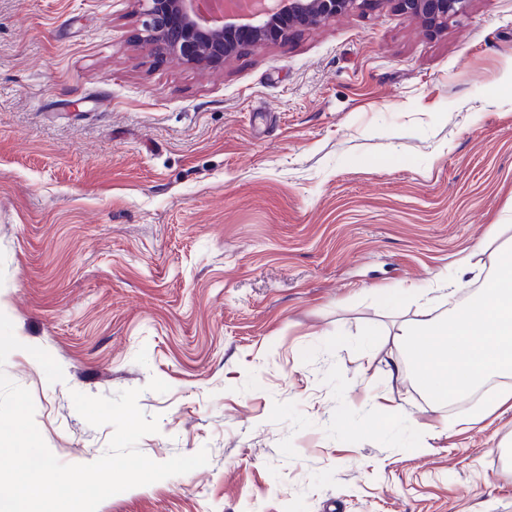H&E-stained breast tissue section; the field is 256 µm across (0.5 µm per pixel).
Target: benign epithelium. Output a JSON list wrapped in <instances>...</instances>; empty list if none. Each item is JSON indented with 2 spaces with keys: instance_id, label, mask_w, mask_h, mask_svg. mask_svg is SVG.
<instances>
[{
  "instance_id": "7a95c632",
  "label": "benign epithelium",
  "mask_w": 512,
  "mask_h": 512,
  "mask_svg": "<svg viewBox=\"0 0 512 512\" xmlns=\"http://www.w3.org/2000/svg\"><path fill=\"white\" fill-rule=\"evenodd\" d=\"M147 16V46L158 55L217 65L244 44L288 38L297 28H318L371 0H140ZM423 25L441 29L464 16L470 0H393Z\"/></svg>"
}]
</instances>
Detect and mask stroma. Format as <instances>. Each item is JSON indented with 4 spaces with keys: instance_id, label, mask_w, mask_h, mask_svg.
<instances>
[{
    "instance_id": "stroma-1",
    "label": "stroma",
    "mask_w": 512,
    "mask_h": 512,
    "mask_svg": "<svg viewBox=\"0 0 512 512\" xmlns=\"http://www.w3.org/2000/svg\"><path fill=\"white\" fill-rule=\"evenodd\" d=\"M140 0H0V313L65 464L113 434L71 394L137 388L139 450L209 462L98 512H512V410L393 374L400 316L512 220V0L438 32L391 0L219 67L151 54ZM454 280V288L443 285ZM62 367L48 382L28 349ZM168 393L147 390L151 378Z\"/></svg>"
}]
</instances>
